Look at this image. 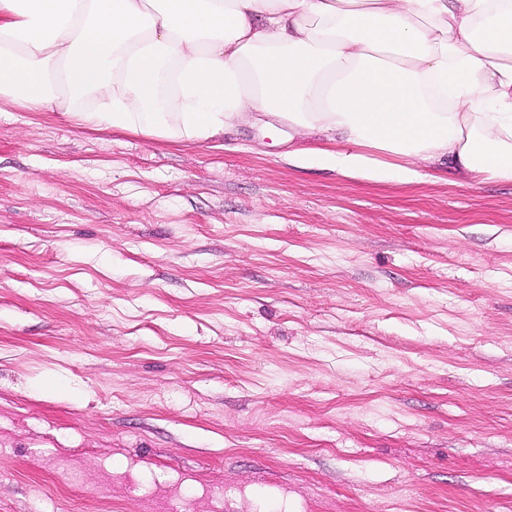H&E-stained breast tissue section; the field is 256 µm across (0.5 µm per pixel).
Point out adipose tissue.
<instances>
[{
    "label": "adipose tissue",
    "instance_id": "obj_1",
    "mask_svg": "<svg viewBox=\"0 0 512 512\" xmlns=\"http://www.w3.org/2000/svg\"><path fill=\"white\" fill-rule=\"evenodd\" d=\"M0 98L171 140L262 113L343 173L512 179V0H0Z\"/></svg>",
    "mask_w": 512,
    "mask_h": 512
}]
</instances>
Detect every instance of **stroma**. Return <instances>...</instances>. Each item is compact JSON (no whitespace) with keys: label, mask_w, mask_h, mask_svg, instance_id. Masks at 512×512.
<instances>
[{"label":"stroma","mask_w":512,"mask_h":512,"mask_svg":"<svg viewBox=\"0 0 512 512\" xmlns=\"http://www.w3.org/2000/svg\"><path fill=\"white\" fill-rule=\"evenodd\" d=\"M0 99V512H512V180H368Z\"/></svg>","instance_id":"35a3bbf8"}]
</instances>
